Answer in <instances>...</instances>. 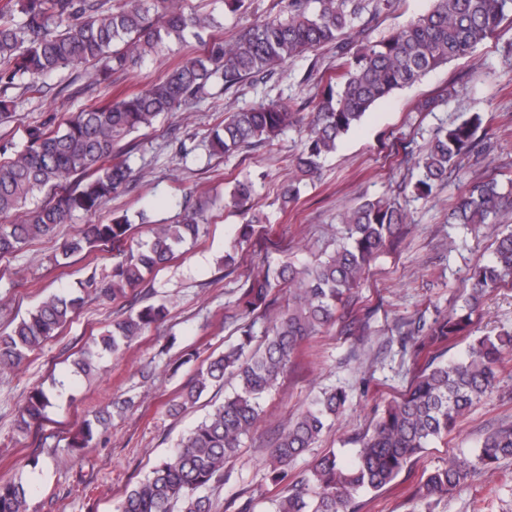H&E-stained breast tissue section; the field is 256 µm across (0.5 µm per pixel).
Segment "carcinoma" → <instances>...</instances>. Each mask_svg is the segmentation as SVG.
I'll use <instances>...</instances> for the list:
<instances>
[{"instance_id": "1", "label": "carcinoma", "mask_w": 512, "mask_h": 512, "mask_svg": "<svg viewBox=\"0 0 512 512\" xmlns=\"http://www.w3.org/2000/svg\"><path fill=\"white\" fill-rule=\"evenodd\" d=\"M281 14L243 28L229 41L213 40L184 58L164 79L120 99H105L57 123L48 117L26 129L23 149L0 160V218L24 208L45 189L50 199L28 212L21 224H0V261L46 236L75 214L97 213L132 178L117 145L128 135L150 127L159 116L194 108L208 95L215 79L224 91L246 79L272 78L282 63L330 45L336 49L335 77L321 92L302 148L292 158L299 178L282 187L283 206L300 198V184L317 173L320 160L336 150V143L357 125L378 101L410 86L432 70L471 54L493 37L503 21L512 19V0H433L432 8L377 41H365L351 51L348 39L365 35L370 17L382 0H281ZM179 0H123L105 7L104 0H0V86L19 79L32 95L43 92L40 79L53 72L91 63L97 80L107 83L112 73L156 55L170 40L183 42L186 32L211 24L208 16L186 13ZM21 20L15 21V14ZM482 113L440 128L429 148L415 160L414 191L428 198L448 171L478 147L476 133ZM300 122L298 113L277 102L239 112H227L215 130L212 147L231 155L258 143L273 144ZM254 185L239 180L227 204L244 215L252 209ZM494 178L468 186L448 214L450 224H488L506 202ZM174 224H152L147 236L130 242L132 224L115 216L108 224H87L81 237L64 245L65 254L95 246L112 247V280L88 276L81 288L116 299L145 276L163 268L187 242L203 233L205 206L189 210L178 196ZM261 223L257 215L240 225L236 245L248 242ZM408 223L402 205L388 198L365 199L340 217L341 243L316 263L297 268L267 266L238 299L242 315L267 307L273 289L288 284V310L254 349L253 328H240L237 343L209 359L183 390L170 411L178 413L204 392L224 385V376L238 380L236 392L215 406L161 459L149 475L122 500L119 512H214L203 491L224 475V463L235 456L254 428L261 402L284 372L292 356L309 337L335 319L336 304L363 284L371 262L394 244L397 231ZM469 292L462 305L428 326L419 323L412 334L425 333L416 345L421 353L450 344L465 335L484 298L491 291L512 286V231L503 234L486 261L471 269ZM82 297L54 293L27 312L13 329L0 333V370L19 365L26 354L41 347L70 323ZM167 315L165 305H148L112 323V330L92 339L74 365L82 372L94 368V358L119 355ZM512 351V333L480 336L467 353L445 363L427 362L400 399L388 405L347 462L330 451L312 466L310 476L273 502V512H354L355 495L378 491L391 483L424 449L448 435L457 421L488 397L497 384L504 351ZM52 396L34 388L19 412V425L28 429L42 421ZM345 390L321 393L279 434L270 452L273 480L287 477L288 464L312 447L344 407ZM112 411L102 407L70 438L76 452L90 446L95 434L111 425ZM512 458V425L487 434L472 460L451 459L429 473L421 487L423 498L453 491L468 483L476 470L493 474L501 460ZM0 512H29L24 487L0 482Z\"/></svg>"}]
</instances>
